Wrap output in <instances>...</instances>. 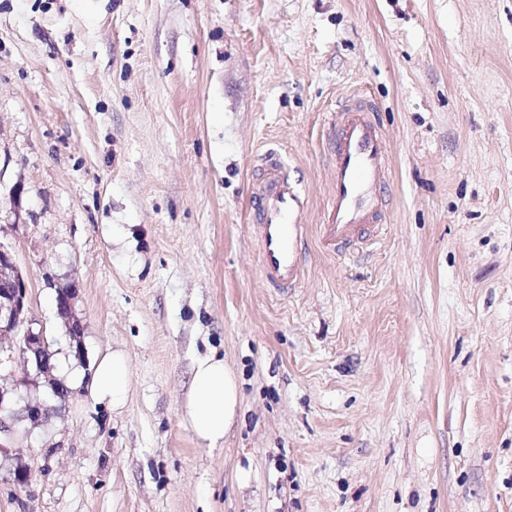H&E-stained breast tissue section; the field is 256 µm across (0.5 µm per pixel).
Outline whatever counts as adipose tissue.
<instances>
[{
  "instance_id": "ef3b65f1",
  "label": "adipose tissue",
  "mask_w": 512,
  "mask_h": 512,
  "mask_svg": "<svg viewBox=\"0 0 512 512\" xmlns=\"http://www.w3.org/2000/svg\"><path fill=\"white\" fill-rule=\"evenodd\" d=\"M71 384H87L93 398L113 411H121L129 393L127 359L112 350L94 360L89 373H74ZM239 409V386L233 371L217 352L199 357L183 409L182 421L195 438L216 446L234 424Z\"/></svg>"
}]
</instances>
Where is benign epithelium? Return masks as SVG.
Returning a JSON list of instances; mask_svg holds the SVG:
<instances>
[{"label":"benign epithelium","mask_w":512,"mask_h":512,"mask_svg":"<svg viewBox=\"0 0 512 512\" xmlns=\"http://www.w3.org/2000/svg\"><path fill=\"white\" fill-rule=\"evenodd\" d=\"M57 311L63 319L76 356H81L84 325L75 311L78 283L72 281L69 288L57 289ZM34 320L30 315L28 283L18 268L12 252L0 244V340H12L9 347L0 346V370H6L13 362V353L19 352L30 365L33 376H27L24 383L36 388H47V398L35 399L24 406L26 418L32 425L46 421L50 409L48 399L59 396L60 387L54 376L55 365L52 352L44 336L33 329ZM15 400V386L0 383V436L7 439L16 434L10 406Z\"/></svg>","instance_id":"benign-epithelium-1"}]
</instances>
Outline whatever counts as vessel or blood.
Returning a JSON list of instances; mask_svg holds the SVG:
<instances>
[{
	"mask_svg": "<svg viewBox=\"0 0 512 512\" xmlns=\"http://www.w3.org/2000/svg\"><path fill=\"white\" fill-rule=\"evenodd\" d=\"M373 115L372 105L356 94L332 123L333 186L322 231L340 248L363 243V227L378 223L385 204L389 161ZM258 172L251 218L259 268L272 287L294 288L305 271L309 198L275 155H265Z\"/></svg>",
	"mask_w": 512,
	"mask_h": 512,
	"instance_id": "obj_1",
	"label": "vessel or blood"
}]
</instances>
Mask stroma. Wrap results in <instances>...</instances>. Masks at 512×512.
Returning <instances> with one entry per match:
<instances>
[{
  "label": "stroma",
  "mask_w": 512,
  "mask_h": 512,
  "mask_svg": "<svg viewBox=\"0 0 512 512\" xmlns=\"http://www.w3.org/2000/svg\"><path fill=\"white\" fill-rule=\"evenodd\" d=\"M356 92L383 228L314 232L269 288L254 169L278 152L319 227ZM0 242L56 379L112 349L130 378L122 412L75 387L17 424L0 512H512V0H0ZM212 349L241 400L216 448L181 420ZM78 288L77 281L73 280L70 288H62L61 286L57 289V311L58 315L63 319L72 348L76 356L80 357L83 353L81 336H83L84 325L74 306L78 296Z\"/></svg>",
  "instance_id": "1"
}]
</instances>
